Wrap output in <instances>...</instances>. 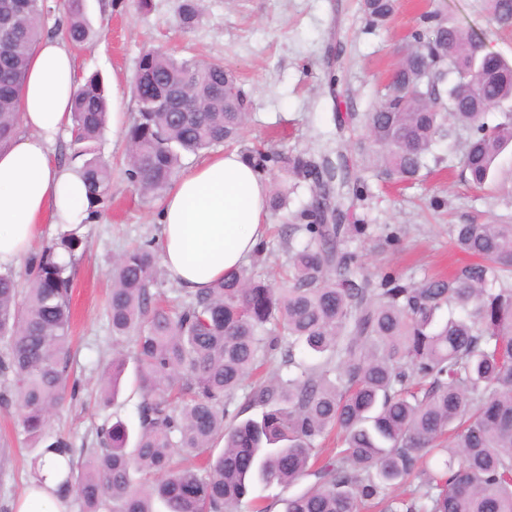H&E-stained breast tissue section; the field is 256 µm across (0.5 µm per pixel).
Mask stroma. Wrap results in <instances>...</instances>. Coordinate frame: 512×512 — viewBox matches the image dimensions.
Wrapping results in <instances>:
<instances>
[{
    "label": "stroma",
    "mask_w": 512,
    "mask_h": 512,
    "mask_svg": "<svg viewBox=\"0 0 512 512\" xmlns=\"http://www.w3.org/2000/svg\"><path fill=\"white\" fill-rule=\"evenodd\" d=\"M181 0H151L143 11L137 0H86L93 35L75 50L80 74L99 72L105 82L129 86L141 54L162 48L180 58L219 61L234 70L251 102L245 145L271 141L298 150L326 151L355 160L363 137L360 123L337 132L338 119L364 114L375 104V89L404 52L405 38L420 16L435 11L484 39L490 51L512 61V34L493 25L485 0H398L380 31L368 33L360 0H203L202 14L189 28L178 24ZM337 56L335 87L324 74ZM121 129H106L98 148L111 167L112 204L94 224L81 228L88 247L76 267L71 305L74 344L69 374L77 379L76 397L50 422L51 432L69 437L75 460L96 446V430L111 415L136 426L140 395L135 368L127 366L121 390L109 408L100 405L105 366L112 359V332L106 309L110 271L126 249L159 239L160 198L142 197L126 178V135L137 112L133 96L121 106ZM461 144L441 145L444 162L422 181L407 186L363 172L371 196L357 207L372 226L353 245L366 275L391 270L407 279L448 271L467 263L452 251L448 227L512 220V146L497 159L506 184L477 191L461 178ZM447 202L441 212L428 207L432 197ZM397 232L398 244L386 236ZM31 448L12 414L0 409V512H15L31 483Z\"/></svg>",
    "instance_id": "1"
}]
</instances>
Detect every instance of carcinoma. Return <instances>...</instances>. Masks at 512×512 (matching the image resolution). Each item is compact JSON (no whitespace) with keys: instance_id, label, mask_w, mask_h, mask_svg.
Wrapping results in <instances>:
<instances>
[{"instance_id":"obj_1","label":"carcinoma","mask_w":512,"mask_h":512,"mask_svg":"<svg viewBox=\"0 0 512 512\" xmlns=\"http://www.w3.org/2000/svg\"><path fill=\"white\" fill-rule=\"evenodd\" d=\"M201 0H183L189 28ZM491 20L512 27V0H486ZM396 0H361L366 30L384 27ZM23 18L0 41V143L20 126L31 54L43 35L41 0H0ZM64 37H90L83 0H66ZM403 59L362 117L364 160L377 175L413 184L438 163L435 148L468 131L464 181H497L495 161L512 144V65L484 69L481 41L426 11ZM182 90L195 112L163 107ZM132 92L138 112L126 134L127 179L145 197L167 191L185 153L240 142L249 101L236 73L215 62L144 52ZM72 153L95 216L109 208L110 174L97 150L109 95L93 73L72 100ZM260 174L281 172L309 201L286 219L289 275L281 283L253 265L224 274L175 308L151 291L155 241L117 257L107 315L115 349L103 371L106 397L133 359L141 400L138 428L117 417L96 430L98 448L74 462L72 443L48 431L75 396L68 381L76 264L87 249L77 229L61 231L27 261L25 288L0 274V407L12 409L28 439L44 444L33 467L55 459L52 494L76 512H236L258 485L312 483L283 512H512V222L453 224L448 236L474 261L446 277L408 281L387 270L362 276L351 245L369 225L356 204L367 185L326 153L245 147ZM274 186L268 209L287 208ZM322 355L296 359L299 347ZM278 370L246 381L265 364ZM243 395H238V392ZM252 409L256 417H244ZM342 446L323 455L333 433ZM224 448L214 453L218 441Z\"/></svg>"}]
</instances>
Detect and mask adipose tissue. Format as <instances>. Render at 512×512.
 <instances>
[{
    "label": "adipose tissue",
    "mask_w": 512,
    "mask_h": 512,
    "mask_svg": "<svg viewBox=\"0 0 512 512\" xmlns=\"http://www.w3.org/2000/svg\"><path fill=\"white\" fill-rule=\"evenodd\" d=\"M79 83L64 41L41 38L21 94L22 132L0 146V271L31 254L44 226L92 221L80 169L56 164L51 150ZM267 195V178L235 150L212 153L174 180L159 222L162 265L178 288L204 292L246 262L266 234Z\"/></svg>",
    "instance_id": "obj_1"
}]
</instances>
